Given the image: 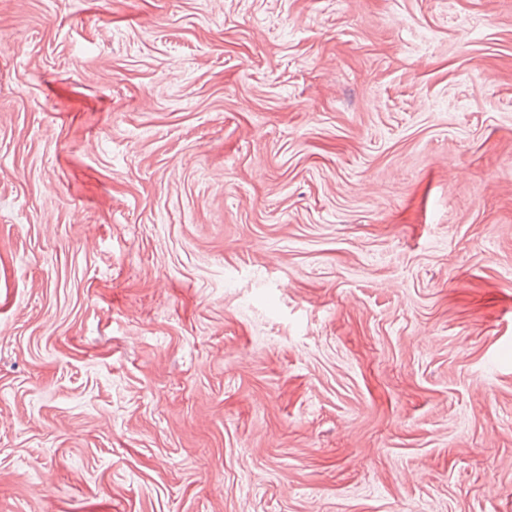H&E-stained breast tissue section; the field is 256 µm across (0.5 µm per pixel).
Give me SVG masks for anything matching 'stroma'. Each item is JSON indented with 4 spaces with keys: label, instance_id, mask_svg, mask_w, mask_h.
<instances>
[{
    "label": "stroma",
    "instance_id": "35a3bbf8",
    "mask_svg": "<svg viewBox=\"0 0 512 512\" xmlns=\"http://www.w3.org/2000/svg\"><path fill=\"white\" fill-rule=\"evenodd\" d=\"M0 512H512V0H0Z\"/></svg>",
    "mask_w": 512,
    "mask_h": 512
}]
</instances>
